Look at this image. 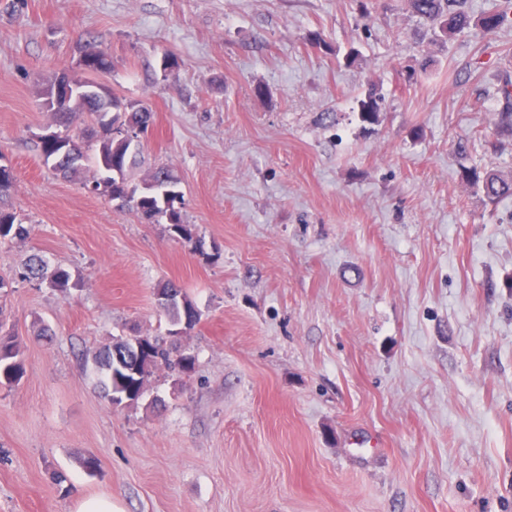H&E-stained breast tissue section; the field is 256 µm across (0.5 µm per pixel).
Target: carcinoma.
Listing matches in <instances>:
<instances>
[{
    "instance_id": "1",
    "label": "carcinoma",
    "mask_w": 512,
    "mask_h": 512,
    "mask_svg": "<svg viewBox=\"0 0 512 512\" xmlns=\"http://www.w3.org/2000/svg\"><path fill=\"white\" fill-rule=\"evenodd\" d=\"M410 12L427 27L433 42H445L471 28H478L485 34H495L509 21L508 11L487 13L473 19L467 8L468 0H406ZM82 70L90 73L106 72L112 69V59L102 50H91L84 54ZM65 80L68 86L88 88L86 81L61 72L50 80L42 90V98L53 92L58 82ZM498 92L503 101L500 111L494 113L497 134L512 137V77L502 79ZM384 97L378 88L370 84L356 97V112L362 126H374L381 122ZM56 130L37 137V149L45 165L53 174L72 178L81 169V162L90 161L97 171L93 180L95 187H105L109 196L126 200V206L141 219L151 223L168 224L186 239L191 238L183 208L184 195L179 182L164 164H156L148 178L137 188L129 185L127 173L138 163L139 142L117 135L123 126L139 128L145 132L153 123V113L137 100H126L111 94L97 98L87 93L69 95L66 111L54 113ZM96 121L101 135L97 138L83 136L73 143L72 154H60L59 142L69 138L74 124ZM465 181L479 189L492 203L512 197V175L499 172L480 174L476 170L464 173ZM28 233L22 219L16 212L0 204V239L12 236L23 238ZM25 281L38 280L49 288L66 293L77 287L70 270L61 266L48 267L46 262L34 255L19 271ZM158 297H172L171 306L163 309L170 326H182L184 318L192 321L194 328L200 320V313L178 285L166 282L156 289ZM99 374V385L105 397L112 398L113 392L120 394V401L138 402L146 386L159 366L178 371L183 375L192 372L195 356L181 352L167 345L161 336L137 335L116 341L92 356ZM25 366L20 357L17 337L4 328L0 322V386L12 387L21 381Z\"/></svg>"
}]
</instances>
